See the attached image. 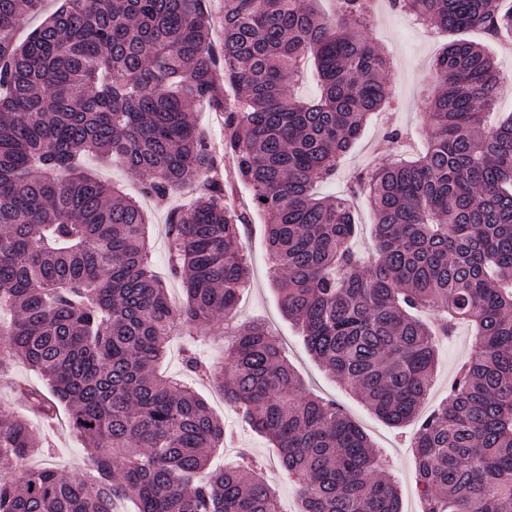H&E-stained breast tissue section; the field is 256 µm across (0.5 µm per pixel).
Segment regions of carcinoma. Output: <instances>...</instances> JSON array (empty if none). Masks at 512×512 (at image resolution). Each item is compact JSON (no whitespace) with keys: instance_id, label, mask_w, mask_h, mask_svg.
Masks as SVG:
<instances>
[{"instance_id":"carcinoma-1","label":"carcinoma","mask_w":512,"mask_h":512,"mask_svg":"<svg viewBox=\"0 0 512 512\" xmlns=\"http://www.w3.org/2000/svg\"><path fill=\"white\" fill-rule=\"evenodd\" d=\"M44 0H0V350L42 377L24 390L29 415L68 411L90 449L76 476L32 469L42 433L0 412V512H278L261 463L243 454L203 482L224 423L194 390L159 371L169 337L193 341L236 309L250 270L243 227L263 219L284 313L308 351L394 427L417 419L436 369L437 336L471 325L475 349L448 398L413 434L423 512L512 508V113L485 120L500 75L490 51L453 40L433 65V129L413 160L360 171L342 196L336 175L370 118L391 106L390 60L364 32L375 0H224L221 57L202 0H61L25 41L14 28ZM449 33L512 39V0H389ZM313 66L319 95L291 79ZM235 89L234 103L222 85ZM224 114V159L250 205L229 200L221 160L193 112ZM97 157L142 176L165 201L171 306L149 262L139 202L97 179ZM374 214L379 260L351 247L348 200ZM224 383L184 350L186 368L280 450L300 488L298 512H402L381 452L335 401L305 391L259 323L230 333Z\"/></svg>"}]
</instances>
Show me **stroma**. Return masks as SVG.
Wrapping results in <instances>:
<instances>
[{
	"label": "stroma",
	"mask_w": 512,
	"mask_h": 512,
	"mask_svg": "<svg viewBox=\"0 0 512 512\" xmlns=\"http://www.w3.org/2000/svg\"><path fill=\"white\" fill-rule=\"evenodd\" d=\"M378 13L379 22L370 30L369 37L393 59L387 82L400 87L395 98L397 109L389 115L374 116L367 124L361 139L344 158L335 179L321 185L320 191L325 195L340 193L355 172L391 159L396 149L395 142L389 137L391 131H399L401 136L421 143L426 142L432 134L425 116L427 97L432 89V64L451 36L438 31L429 34L411 27L404 14L394 12L385 5L379 7ZM91 169L98 177L119 186L126 194L140 197L148 222L153 269L165 283L170 295L183 298L182 284L171 276L167 261V207L156 204L152 198L141 197V179L134 172L99 162L92 163ZM244 238L250 278L241 292L234 315L235 323L240 325L258 321L278 337L289 362L303 379L306 388L314 394L336 400L369 435L374 446L383 450L385 464L399 489L403 512H422L416 492V464L408 435L376 417L355 393L340 385L308 353L293 322L281 310L274 287L277 275L265 249L262 222L256 220L247 226ZM184 343V337L172 338L169 352L162 363L163 371L194 386L231 432L230 448L214 454L211 469L218 470L231 463L238 449L251 450L265 460L266 477L278 491L283 512H295L298 489L280 472L276 448L251 430L239 411L220 397L217 387L196 380L186 372L181 357ZM471 352L472 341L467 328H458L455 336L442 342L430 406H437L447 396L449 382L459 364ZM49 434L50 446L34 457V465L54 467L68 475L89 467V454L70 429L66 413H59Z\"/></svg>",
	"instance_id": "1"
}]
</instances>
